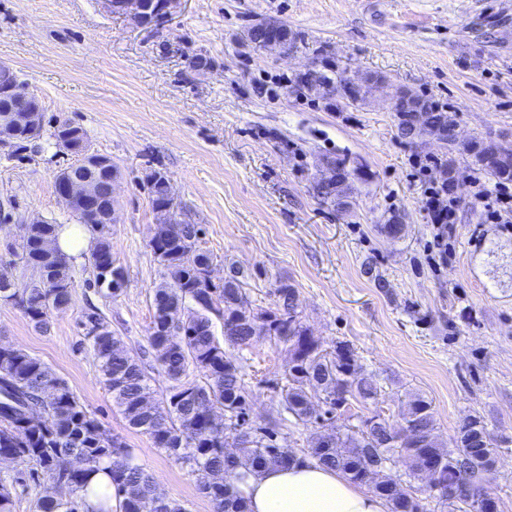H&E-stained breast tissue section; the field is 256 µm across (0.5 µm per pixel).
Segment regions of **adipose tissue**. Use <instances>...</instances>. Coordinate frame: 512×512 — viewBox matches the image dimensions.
I'll return each instance as SVG.
<instances>
[{"instance_id":"adipose-tissue-1","label":"adipose tissue","mask_w":512,"mask_h":512,"mask_svg":"<svg viewBox=\"0 0 512 512\" xmlns=\"http://www.w3.org/2000/svg\"><path fill=\"white\" fill-rule=\"evenodd\" d=\"M237 486L249 512H389L365 485L302 457L285 469L246 473Z\"/></svg>"}]
</instances>
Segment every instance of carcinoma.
<instances>
[{
	"label": "carcinoma",
	"mask_w": 512,
	"mask_h": 512,
	"mask_svg": "<svg viewBox=\"0 0 512 512\" xmlns=\"http://www.w3.org/2000/svg\"><path fill=\"white\" fill-rule=\"evenodd\" d=\"M320 66L318 73L296 75L294 84L332 110L361 106L364 97L360 91L382 79L375 73H353L327 57L320 59ZM341 86H353L359 94L353 101L343 102L336 98ZM395 111L399 138H411L419 114L428 123L429 132L452 151L466 156L471 166L500 183L512 182L511 141L474 138L456 145L455 119L426 95L411 97L400 91ZM325 164L343 177L316 178L313 193L321 202L346 211L354 171L348 169L344 158H329ZM149 177L153 179V210L165 217L163 173L154 171ZM73 212L81 223L98 232L91 254L96 286L106 296L118 295L125 276L112 259L109 225L92 223L79 207ZM55 232L54 224H31L24 246L27 260L38 267L47 287L18 288L7 274L0 273V300L21 307L40 330L48 328L49 312L67 306L72 295L68 261L41 247L42 240ZM199 233L197 225L179 219L172 235L151 247L166 275L154 289L148 336L157 373L168 382L156 412L142 406L151 397V376L129 355L110 324L94 313L88 315L90 327L85 337L112 400L128 424L148 435L153 446L176 463L205 474L201 491L212 501L214 512H248L234 482L239 470L284 468L297 460L288 448V435L267 426L254 429V439L237 452L224 453L239 419L250 410V393L241 367L226 356L225 346L249 348L262 340L282 343L288 349L287 383L280 387L277 413H287L312 428L308 457L368 485L387 501L389 512H422L411 487L392 473L390 465L397 463L405 467L408 476L428 480L440 512H473L475 496L490 494L482 480L486 472L495 469L499 448L508 438L490 432L481 417L469 415L448 443L437 432L431 403L420 395L405 403L399 424L376 411L342 433L327 428L329 416L348 407L350 401L376 402L377 381L364 373L349 344L338 342L327 351L309 334L292 285L281 283L275 291L276 303L267 309L253 305L239 270H231L219 285L203 286L202 266L213 260V254L198 247ZM179 305L192 307L193 315L175 327L168 321V311ZM216 319L224 325L220 337L215 332ZM47 386L56 393L48 407L41 404ZM216 405L224 408L227 417L221 433L208 427V414ZM1 453L13 455L18 465L46 478L57 477L54 462L58 455L75 453L85 458L83 470L66 476L71 500L40 497L39 512H186L182 503L172 499L164 508H157L151 477L138 463L134 449L91 416L67 383L39 359L0 344ZM100 472L112 474V486L90 487V476ZM450 485L456 487V495L451 497L444 492ZM14 491V484L0 479V512H13ZM90 495L97 500L94 507L87 503Z\"/></svg>",
	"instance_id": "cac0c4a2"
}]
</instances>
